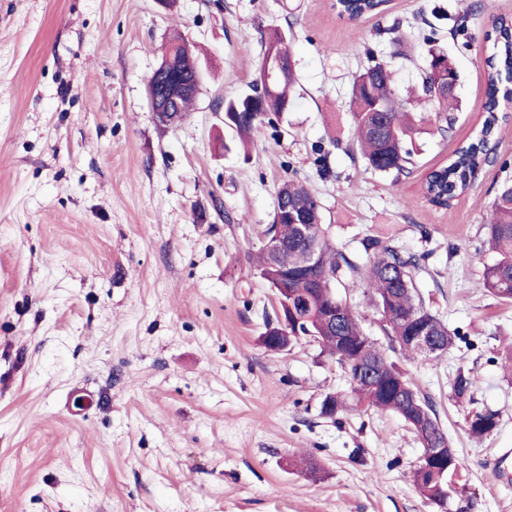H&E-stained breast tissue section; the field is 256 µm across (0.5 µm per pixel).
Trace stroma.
Segmentation results:
<instances>
[{"label":"stroma","instance_id":"obj_1","mask_svg":"<svg viewBox=\"0 0 512 512\" xmlns=\"http://www.w3.org/2000/svg\"><path fill=\"white\" fill-rule=\"evenodd\" d=\"M335 2L0 0V512H439L412 482L422 448L400 417H322L326 394L349 391L341 366L309 337L281 352L262 343L276 302L257 255L291 178L351 259L365 263L367 236L421 255L420 294L463 339L437 361L386 356L456 450L448 512H512V304L481 286L493 261L481 226L512 177V102L498 164L448 207L421 192L482 118L484 35L512 0H390L355 21ZM466 7L468 36L452 37ZM394 23L411 57L400 85L435 35L461 106L452 131L421 136L395 186L347 152L352 78L366 50L390 58ZM274 27L291 30L296 102L243 151L224 101L249 91ZM176 34L204 78L165 128L146 86ZM460 369L473 401L451 396ZM485 408L499 425L472 437L466 417Z\"/></svg>","mask_w":512,"mask_h":512}]
</instances>
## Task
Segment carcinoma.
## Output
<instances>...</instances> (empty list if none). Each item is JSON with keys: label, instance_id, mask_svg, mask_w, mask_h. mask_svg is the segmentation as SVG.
Here are the masks:
<instances>
[{"label": "carcinoma", "instance_id": "obj_1", "mask_svg": "<svg viewBox=\"0 0 512 512\" xmlns=\"http://www.w3.org/2000/svg\"><path fill=\"white\" fill-rule=\"evenodd\" d=\"M381 0H336L339 12L381 11ZM176 47L173 68L190 71L197 58L185 42L174 40ZM277 47L285 57H292L288 32L273 29L265 47ZM485 116L473 136L448 160V163L429 171L422 184L429 201L441 207L464 193L472 185V175L484 162L488 145L495 139L500 103L512 101V21L504 19L486 36ZM367 65L352 80L349 109L354 119V141L361 157L373 170L393 177L410 173L415 165L414 138L418 133L415 111L420 98L429 104V112L436 123L448 120V113L458 108L459 98L443 86L448 77L459 82L455 65L442 52L430 53L423 71L421 91L403 96L397 90L396 72L391 64L366 50ZM294 73L266 86L259 81L253 93L224 100V109L231 117V130L245 140L264 118L290 111L294 103ZM289 209L286 214L273 213L272 223L289 242L288 256L279 266L273 265L265 253L259 254V274L268 284L280 282L288 292L279 300L288 301V343L314 336L324 352L352 373L350 394H329L326 399L336 404V414L348 408L364 407L399 416L416 434L421 446L420 462L413 471V483L419 493L433 504L458 489L460 465L455 450L448 451L440 461L433 463L428 454L434 448L449 442L438 414L428 398L416 388L401 368L387 360L379 343L367 336L359 317L350 304L336 295V285L363 288L369 294L381 317L382 330L399 350L414 359L424 356L407 341L421 325L429 327L453 346L458 334L448 329L424 305L414 271L419 260L398 247L377 237L361 241L368 258L365 266L337 251L323 230V211L319 199L300 181L286 182ZM309 215L317 221L311 235L297 238L294 217ZM485 242L495 253L493 264L485 267L483 287L494 297L512 302V179L504 180L491 203L489 215L482 225ZM317 246L321 266L310 270L308 256L311 246ZM336 312V323L326 319ZM371 359L379 363L380 374L365 380L355 376L360 362ZM405 383L412 390L414 404L425 415L421 422L404 408L398 399V386ZM474 382L471 376L458 371L451 383L452 396L473 398ZM499 424L498 413L489 409L476 411L467 418L471 435L482 437L493 432Z\"/></svg>", "mask_w": 512, "mask_h": 512}]
</instances>
